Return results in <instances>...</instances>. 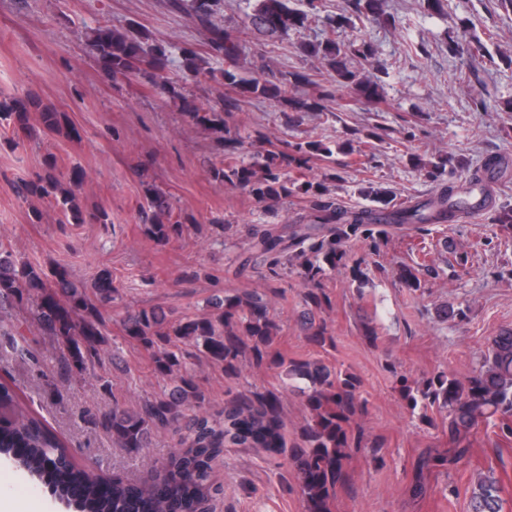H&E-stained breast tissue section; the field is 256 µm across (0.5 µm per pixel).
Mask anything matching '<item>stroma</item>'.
<instances>
[{
  "label": "stroma",
  "instance_id": "obj_1",
  "mask_svg": "<svg viewBox=\"0 0 512 512\" xmlns=\"http://www.w3.org/2000/svg\"><path fill=\"white\" fill-rule=\"evenodd\" d=\"M168 3L0 0V100L37 95L67 113L80 133L76 139H27L15 149L0 146V245L46 270L63 264L81 283L110 269L118 290L102 309L108 356L83 372L67 368L56 340L32 323L38 295L0 312V382L68 442L82 466L147 481L181 450L183 424L158 431L149 448L132 455L93 422L113 403L135 410L167 387L154 376L150 353L126 336L123 319L150 308L172 319L192 316L207 312L214 296L254 290L267 295L270 314L282 326V354L323 360L361 381L367 406L351 425L361 444L351 452L331 512H470L477 484L487 478L501 489L503 512H512V439L501 437L499 421L474 431L464 463L417 472L423 451L447 449L448 413L425 401L411 406L396 381L402 375L421 387L442 372L466 379L493 338L512 329V224L496 220L501 205L512 206V13L498 0H447L444 12L433 14L418 0H386L390 20L341 32L343 40L366 41L376 50V66L357 58L352 65L380 78L377 111L353 108L350 89L338 86L322 112L293 114L284 103L253 99L227 119L241 135L232 149L182 110L185 99L203 112L219 109L233 89L219 76L181 78L182 49L206 53L207 34L187 11ZM347 5L318 2L322 19L345 12ZM322 19L280 39L244 38L238 72L249 78L265 64L300 71L309 81L289 87V96H317L330 87V77L299 46L323 36ZM130 22L167 50L175 93H160L149 77L115 79L100 67L87 32ZM465 38L481 39L486 54L454 56L452 41ZM286 140L333 149V156L312 155L306 167L288 169L287 175L300 183L328 181L327 199L339 208L383 209L373 196L377 189L393 191L398 204L431 194L436 185L412 166L413 153L426 160L448 156L449 181L465 186L479 176L489 202L454 224H391L379 244L361 235L347 241L346 261L322 280L331 303L317 314L334 342L316 347L306 339L298 274L276 279L263 264L241 263L253 249L255 226L290 230L314 223L310 199L294 194L271 208L214 177L226 164L262 161ZM347 141L353 152L343 151ZM50 154L60 175L74 167L84 171L88 203L106 210L111 223L64 224L51 206L44 207L41 223L31 222L12 185L41 173ZM152 190L170 194L176 219L186 224L183 236L164 246L146 234L141 220ZM404 266L418 269L420 287L399 279ZM371 327L379 336L374 344L365 338ZM13 330L26 336L32 359L6 349L4 334ZM190 366L205 393L203 413L221 414L237 393L272 390L282 398L286 444H299L308 413L297 383L278 370L247 364L235 379L203 358ZM376 445L384 457L380 463L372 458ZM212 478L224 489L213 502L215 512H307L299 489L283 487L263 451L225 449ZM418 480L424 492L417 496L411 486ZM0 500L23 512H67L40 481L4 462Z\"/></svg>",
  "mask_w": 512,
  "mask_h": 512
}]
</instances>
